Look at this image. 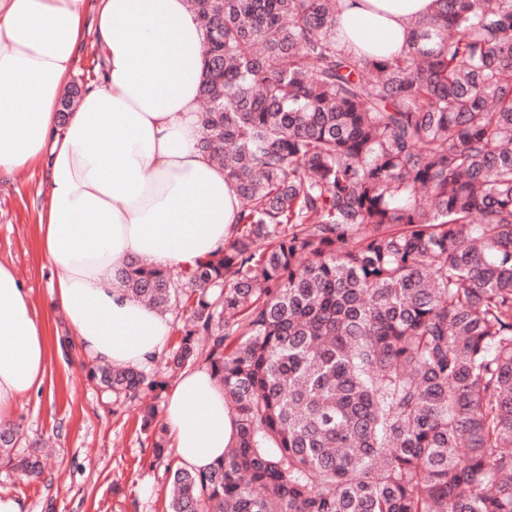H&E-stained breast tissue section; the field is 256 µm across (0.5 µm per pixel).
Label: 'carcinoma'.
Wrapping results in <instances>:
<instances>
[{"label": "carcinoma", "instance_id": "carcinoma-1", "mask_svg": "<svg viewBox=\"0 0 512 512\" xmlns=\"http://www.w3.org/2000/svg\"><path fill=\"white\" fill-rule=\"evenodd\" d=\"M200 148L240 200L230 240L116 286L189 312L165 375L91 369L141 404L204 359L236 439L172 473L168 512H512V0H435L379 59L339 0H190ZM28 476L40 460L8 454Z\"/></svg>", "mask_w": 512, "mask_h": 512}]
</instances>
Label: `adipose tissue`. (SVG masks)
I'll list each match as a JSON object with an SVG mask.
<instances>
[{
	"label": "adipose tissue",
	"mask_w": 512,
	"mask_h": 512,
	"mask_svg": "<svg viewBox=\"0 0 512 512\" xmlns=\"http://www.w3.org/2000/svg\"><path fill=\"white\" fill-rule=\"evenodd\" d=\"M336 22L376 57L400 51L434 0H340ZM86 0H0V176L45 162L40 248L53 299L80 349L143 367L171 334L167 317L114 284L130 259L180 272L222 248L239 203L199 148L204 30L188 0H99L106 60L67 121L61 96L75 69ZM48 348L28 293L0 262V425L39 392ZM164 421L181 466L205 470L236 437L209 367L184 370Z\"/></svg>",
	"instance_id": "1"
}]
</instances>
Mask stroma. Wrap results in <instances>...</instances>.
Instances as JSON below:
<instances>
[{
	"label": "stroma",
	"instance_id": "stroma-1",
	"mask_svg": "<svg viewBox=\"0 0 512 512\" xmlns=\"http://www.w3.org/2000/svg\"><path fill=\"white\" fill-rule=\"evenodd\" d=\"M104 71L95 29L86 26L72 82L86 87ZM44 189L37 164L0 177V262L29 289L50 349L39 396L20 398L14 417L17 451L42 450L48 465L36 478L0 467V496L19 498L27 512H165L176 458L156 462L136 409L113 405L89 377L92 359L60 345L67 329L53 306L37 230Z\"/></svg>",
	"mask_w": 512,
	"mask_h": 512
}]
</instances>
